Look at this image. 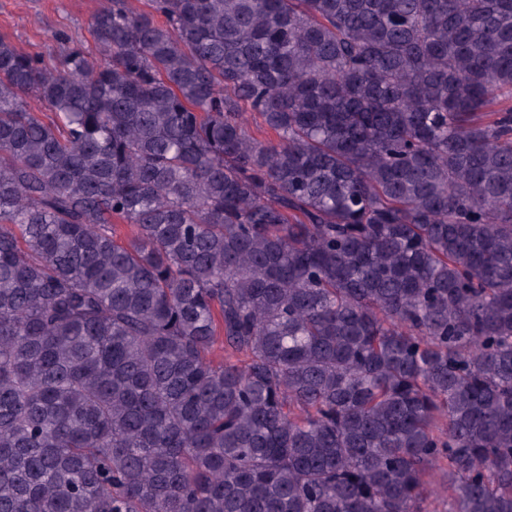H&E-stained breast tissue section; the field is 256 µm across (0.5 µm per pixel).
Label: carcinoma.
I'll list each match as a JSON object with an SVG mask.
<instances>
[{
  "mask_svg": "<svg viewBox=\"0 0 512 512\" xmlns=\"http://www.w3.org/2000/svg\"><path fill=\"white\" fill-rule=\"evenodd\" d=\"M148 3L0 38V512H512V0Z\"/></svg>",
  "mask_w": 512,
  "mask_h": 512,
  "instance_id": "carcinoma-1",
  "label": "carcinoma"
}]
</instances>
